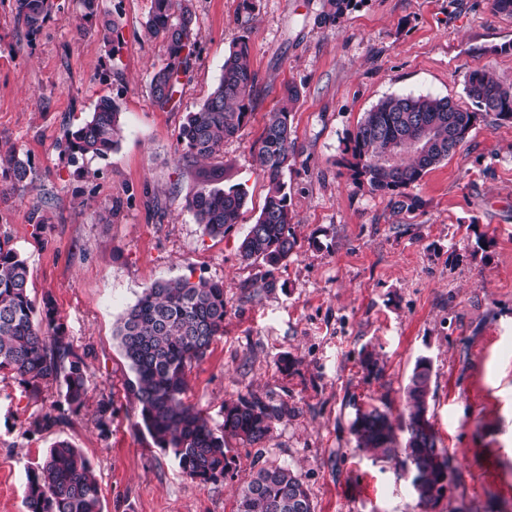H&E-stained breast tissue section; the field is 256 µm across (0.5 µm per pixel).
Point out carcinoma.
<instances>
[{
    "label": "carcinoma",
    "mask_w": 512,
    "mask_h": 512,
    "mask_svg": "<svg viewBox=\"0 0 512 512\" xmlns=\"http://www.w3.org/2000/svg\"><path fill=\"white\" fill-rule=\"evenodd\" d=\"M103 0H80L76 29L82 33L101 13ZM358 0H324L319 25H336ZM16 17L33 39L51 19L54 0H15ZM148 34L161 41L165 60L151 75L154 104L175 109L181 86L199 52L192 0H152L145 23ZM257 83L251 65L249 37L241 36L229 47L219 81L209 96L188 113L178 134L181 145L176 162L195 166L220 155L224 142L236 136L254 110ZM466 94L476 110L460 107L449 98L397 96L380 101L367 112L349 138L346 167L357 186L390 195L401 209H412L409 190L423 175L448 158L467 140L478 119L512 120V85L493 74L476 70L466 80ZM295 87L285 90L279 107L267 113L254 144L261 171L268 182L264 206L240 244L244 260L260 263L267 272L288 260L296 246L291 230L294 219L285 174L295 159L292 108L298 100ZM431 126L429 143L417 145L418 123ZM123 127L120 106L101 98L87 118L67 132L62 152L72 162L78 158H105L120 143ZM0 168L12 184L27 180L29 162L14 149L0 150ZM204 185L186 195V209L209 237H222L239 223L246 192L215 185L216 172L202 175ZM224 285L188 277L156 283L145 289L120 319L116 335L134 379L128 381L140 422L155 445L170 453L181 473L192 482L217 484L235 463L226 439L261 445L286 413L256 395L224 403V424L215 431L205 416L184 396L188 373L202 361L212 344L224 336ZM432 367L417 360L406 386V416L393 422L389 414L372 406L360 410L350 427L355 448L379 460H394L410 475L418 504L436 505L444 497V482L452 468L447 450L437 445L428 417ZM20 378L32 396L41 384L61 383L69 410L77 413L88 398L86 364L56 318L51 297L36 306L28 291L24 258L0 237V373ZM112 399L101 397L96 422L106 431L112 420ZM250 479L239 488L235 512H314L310 493L293 469L255 459ZM26 512H103L101 489L88 458L67 440L49 448L30 470Z\"/></svg>",
    "instance_id": "1"
}]
</instances>
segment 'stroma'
<instances>
[{
  "mask_svg": "<svg viewBox=\"0 0 512 512\" xmlns=\"http://www.w3.org/2000/svg\"><path fill=\"white\" fill-rule=\"evenodd\" d=\"M55 2L31 42L15 0H0V146L31 165L0 197V235L28 263L31 298L52 297L91 400L110 396L114 415L99 430L92 408L68 409L59 382L34 397L1 373L0 512H25L30 467L63 439L90 460L103 512H233L258 454L301 476L315 512H512V121H478L412 189L410 210L353 185L342 164L349 136L383 99L448 97L469 109L472 71L512 84V18L491 0H360L324 27L323 0H257L249 18L241 0H193L200 52L180 106L162 110L149 92L164 59L144 28L151 0H103L120 25L117 53L98 28L77 33L78 0ZM244 34L256 105L211 166L246 205L239 224L212 238L184 206L199 178L176 166L177 136ZM290 85L300 90L285 176L297 244L274 287L256 288L265 269L239 251L268 189L252 146ZM104 96L120 106L123 138L76 167L57 143ZM185 276L223 283L226 310L223 337L188 376L186 403L216 430L225 403L251 392L288 407L263 451L227 440L235 464L217 484L186 479L138 428L115 334L145 288ZM369 352L379 376L365 369ZM421 357L432 364L438 445L456 468L449 498L430 511L398 464L356 451L349 432L360 407L404 415ZM48 413L63 424L36 427Z\"/></svg>",
  "mask_w": 512,
  "mask_h": 512,
  "instance_id": "35a3bbf8",
  "label": "stroma"
}]
</instances>
